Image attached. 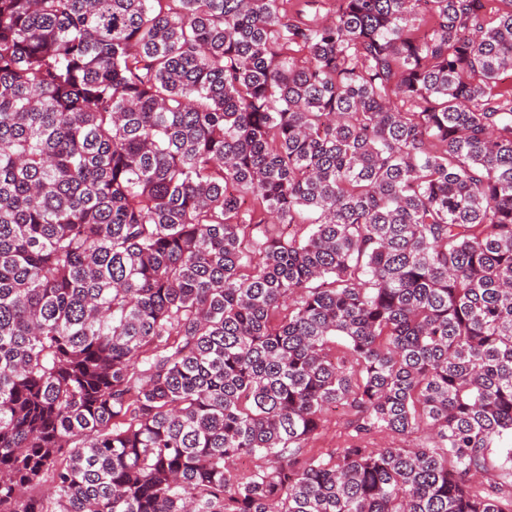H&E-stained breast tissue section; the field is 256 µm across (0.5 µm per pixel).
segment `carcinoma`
I'll list each match as a JSON object with an SVG mask.
<instances>
[{
    "mask_svg": "<svg viewBox=\"0 0 512 512\" xmlns=\"http://www.w3.org/2000/svg\"><path fill=\"white\" fill-rule=\"evenodd\" d=\"M488 2L0 0V512H512ZM344 416L340 409L331 408L324 416V424L318 439L310 443L316 451L328 452L342 448L348 441Z\"/></svg>",
    "mask_w": 512,
    "mask_h": 512,
    "instance_id": "1",
    "label": "carcinoma"
}]
</instances>
